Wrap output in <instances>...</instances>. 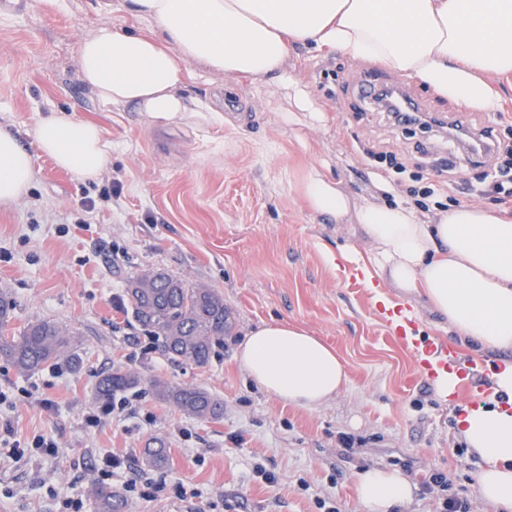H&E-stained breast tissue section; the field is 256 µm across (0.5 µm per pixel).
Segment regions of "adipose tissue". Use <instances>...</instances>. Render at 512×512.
I'll list each match as a JSON object with an SVG mask.
<instances>
[{"instance_id": "ef3b65f1", "label": "adipose tissue", "mask_w": 512, "mask_h": 512, "mask_svg": "<svg viewBox=\"0 0 512 512\" xmlns=\"http://www.w3.org/2000/svg\"><path fill=\"white\" fill-rule=\"evenodd\" d=\"M149 29L97 28L78 47L80 76L106 104L129 106L152 125H177L189 114L219 112L185 96L190 67L232 80H278L288 90V119L322 124L327 115L288 73L292 49L338 51L418 79L444 98L486 111L498 97L488 77L512 74V0H127ZM41 153L85 180L110 162L99 125L56 112L35 128ZM31 155L0 129V203L35 180ZM300 190L310 208L365 229L372 249L366 277L424 294L463 343L504 357L492 396L462 406L459 435L483 461L477 492L499 512H512V218L462 203L422 217L403 203L356 205L318 168ZM237 359L269 395L313 409L348 384L336 351L297 326L272 321L247 335ZM414 488L400 470L359 471L362 512H390Z\"/></svg>"}]
</instances>
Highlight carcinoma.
<instances>
[{
	"label": "carcinoma",
	"instance_id": "obj_1",
	"mask_svg": "<svg viewBox=\"0 0 512 512\" xmlns=\"http://www.w3.org/2000/svg\"><path fill=\"white\" fill-rule=\"evenodd\" d=\"M125 296L132 316L145 334L160 345L176 365L205 368L224 350V336L231 327L224 297L203 285H190L163 270L129 280ZM12 302L0 294V358L22 374H35L61 363L76 365L80 358L74 335L51 320L30 322L18 335L2 334L9 324ZM140 377L130 370H113L96 385L97 400L106 405L118 391L135 389ZM152 396L183 415L201 422H218L224 402L209 391L192 385H172L164 380L150 382ZM145 464L159 468L167 463L162 443L145 452ZM97 512H122L121 497L109 486L94 489Z\"/></svg>",
	"mask_w": 512,
	"mask_h": 512
}]
</instances>
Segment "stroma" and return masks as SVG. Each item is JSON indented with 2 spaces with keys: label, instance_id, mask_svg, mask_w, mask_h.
Here are the masks:
<instances>
[{
  "label": "stroma",
  "instance_id": "stroma-1",
  "mask_svg": "<svg viewBox=\"0 0 512 512\" xmlns=\"http://www.w3.org/2000/svg\"><path fill=\"white\" fill-rule=\"evenodd\" d=\"M141 30L125 0H31L28 13L0 16V128L32 155L37 176L29 191L0 204V292L14 306L9 331L50 319L74 331L80 368L65 365L22 375L0 360V428L26 444L53 438L55 455L0 453V512H63L79 499L94 512L92 487L105 456L118 452L127 468L111 478L126 512H319L334 500L339 512H360L354 481L369 466L405 471L415 487L395 512H438L439 490L422 491L430 473H443L469 512H497L481 501V460L455 430L471 388L489 387L498 354L459 341L446 318L424 297L355 280L371 244L358 224L312 214L298 184L310 167L338 180L356 203L408 202V175L374 174L364 145L413 153L424 181L448 176L450 206L491 197L472 195L482 169L457 165L440 174L438 153L451 151L436 132L395 130L354 93L371 70L335 52L297 47L288 71L305 85L328 120L315 127L288 124L286 91L272 79L234 82L193 66L189 97L208 101L224 116L153 126L124 106L102 103L80 78L77 47L105 24ZM499 107L471 109L473 124L495 126L500 154H512V75L493 76ZM63 112L99 125L112 147L107 168L93 180L59 169L35 140L39 119ZM426 140L427 153L415 152ZM92 198L93 210L81 206ZM163 269L219 291L232 316L219 359L205 368L171 364L150 346L125 296L131 277ZM417 312L422 335L454 347L475 373L458 385L455 400L440 398L416 373L414 354L395 338L377 295ZM279 320L305 329L336 349L349 385L327 404L300 408L265 393L237 360L244 336ZM125 367L141 385L130 409L98 425L102 372ZM207 389L224 402V417L203 423L155 400L148 383ZM353 439L343 451L338 438ZM162 440L168 454L159 469L143 463L145 449ZM263 465L269 485L253 473ZM152 483L150 498L132 496L128 479ZM194 496L180 500L174 482Z\"/></svg>",
  "mask_w": 512,
  "mask_h": 512
}]
</instances>
